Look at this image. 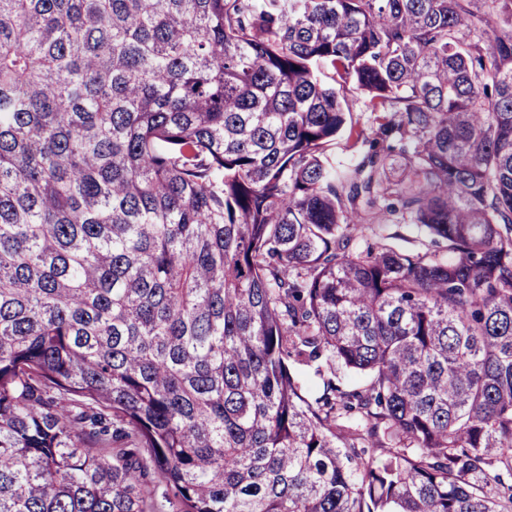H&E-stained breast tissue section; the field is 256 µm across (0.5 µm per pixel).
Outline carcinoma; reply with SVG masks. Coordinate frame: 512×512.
Returning <instances> with one entry per match:
<instances>
[{
  "mask_svg": "<svg viewBox=\"0 0 512 512\" xmlns=\"http://www.w3.org/2000/svg\"><path fill=\"white\" fill-rule=\"evenodd\" d=\"M483 2L0 0V512H512ZM352 107V122L358 130H363L364 136L372 137L375 129L374 117L376 114L369 112L365 107V96L358 90L352 89L348 93ZM352 144L353 140L347 141L346 138H342L338 140L337 144L332 149L336 160L340 161V163L345 166L355 164L363 151L368 148L367 145L362 144V140L354 146ZM396 230H398L401 234L404 235L405 238H407L406 241L397 240V243L401 247L410 248L415 246L423 250L429 249L430 252L438 250V248L431 243L430 238L425 237L417 228V226L413 224H400L399 226L392 225L389 227L386 234ZM421 243L425 245H422Z\"/></svg>",
  "mask_w": 512,
  "mask_h": 512,
  "instance_id": "cac0c4a2",
  "label": "carcinoma"
}]
</instances>
